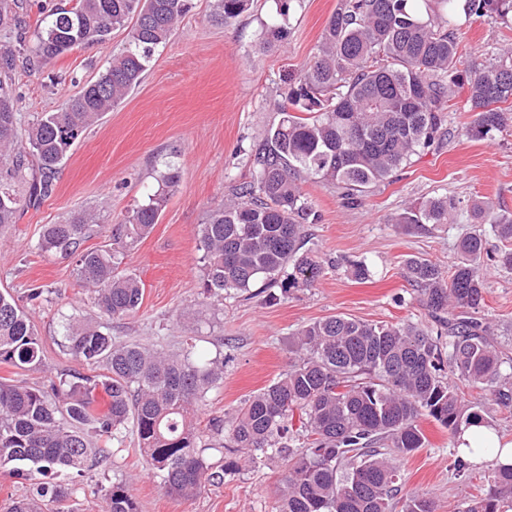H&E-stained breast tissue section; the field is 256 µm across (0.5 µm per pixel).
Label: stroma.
Returning a JSON list of instances; mask_svg holds the SVG:
<instances>
[{
	"label": "stroma",
	"mask_w": 512,
	"mask_h": 512,
	"mask_svg": "<svg viewBox=\"0 0 512 512\" xmlns=\"http://www.w3.org/2000/svg\"><path fill=\"white\" fill-rule=\"evenodd\" d=\"M339 0H291L279 16L275 0H254L231 23L214 18L215 0H191L192 8L170 41L158 48L140 85L74 146L61 165L52 194L25 209L17 223L0 229V292L23 296L32 285L48 286L42 303L26 311L42 341V363L21 369L0 363V381L39 384L47 378L80 372V363L62 346L66 318L96 317L90 294L81 288L75 259L44 252L45 225L74 211L92 208L99 225L86 239L89 248L109 244L111 231L128 211L147 203L167 167L179 181L157 224L134 247L122 249L119 270L140 279L144 294L139 312L107 326L120 342L154 345L181 353L186 343L207 355L223 352L224 380L212 388L196 415L204 431L203 455L218 478L197 497L169 496L154 477L133 437L113 442L103 466L55 483L72 490L74 512H92L115 481L129 483L138 512H276L277 491L287 463L275 457L251 463L234 449L221 447L212 422L226 419L254 393L276 380L291 358L288 339L302 326L332 315L373 323L412 321L436 329L403 274L407 256L417 255L451 269L456 244L470 224L444 226L418 235L395 225L408 204L435 195L452 198L459 212L486 197L512 211V107L502 130L483 139L468 137L476 115L456 98L448 114L446 138L384 183L361 206H346L338 188L303 182L319 219L309 225L310 245L329 259L323 277L310 288H295L273 300L255 287L224 300L203 295L199 229L208 210L231 184L251 180L250 150L281 118L275 105L290 76L315 55ZM286 35L266 40L271 25ZM461 66L484 64L492 52L512 46V26L457 14ZM129 40L128 28L114 29L107 44H90L38 68L19 66L13 90L22 126L59 109L102 74L113 53ZM365 262L369 281L350 275L353 262ZM487 293L479 316L512 359V269L485 262ZM420 425L427 444L401 461L403 494L430 499L434 512H458L487 487V464L458 476L448 432L430 419Z\"/></svg>",
	"instance_id": "1"
}]
</instances>
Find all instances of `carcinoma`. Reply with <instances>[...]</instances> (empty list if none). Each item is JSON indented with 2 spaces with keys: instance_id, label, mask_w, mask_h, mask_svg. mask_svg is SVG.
Returning a JSON list of instances; mask_svg holds the SVG:
<instances>
[{
  "instance_id": "carcinoma-1",
  "label": "carcinoma",
  "mask_w": 512,
  "mask_h": 512,
  "mask_svg": "<svg viewBox=\"0 0 512 512\" xmlns=\"http://www.w3.org/2000/svg\"><path fill=\"white\" fill-rule=\"evenodd\" d=\"M24 0H0V31L17 44H0V227L16 223L21 207L53 190L60 165L79 138L137 86L156 49L166 44L189 9L188 0H59L37 21L32 60L46 65L89 42L103 43L111 30L134 21L127 47L112 54L105 73L45 112L20 140L12 80L18 47L25 46ZM229 23L250 0H217ZM466 15L505 19L512 0H464ZM458 42L449 20L430 0H340L313 60L288 78L276 109L282 118L250 154L252 180L232 185L199 230L201 288L209 296L244 294L256 285L311 287L325 262L307 247L305 225L318 215L302 191L313 180L341 189L349 205L432 148L447 133V110L462 90L477 113L467 130L485 138L504 127L500 104L512 102V49L476 70L458 68ZM39 177L26 180L29 163ZM178 173L160 174L149 202L132 209L113 228L125 248L146 237L166 206ZM455 203L446 196L413 202L395 218L406 230L430 235L451 223ZM470 223L487 224L509 247L498 262L512 269V213L478 199ZM97 214L85 209L62 224L45 225L40 248L76 256L77 279L90 290L101 315H134L143 288L118 272L115 253L83 249ZM459 260L446 271L411 256L406 277L419 302L441 324L447 341L419 324H378L331 316L302 326L291 337L288 369L260 389L227 422L213 423L229 447L255 463L288 459L277 512H395L402 476L396 460L425 447L419 425L426 416L448 429L456 444L465 427L486 423L482 405L464 406L459 385L480 389L512 407V375L488 327L472 313L485 302V233L457 242ZM64 347L88 373L59 377L47 386L0 382V467L30 481L10 512H46L70 489L33 481L66 469L80 476L105 462L106 448L90 437L137 439L153 475L166 492L193 498L213 479L200 448L203 434L193 417L208 392L224 380V354L196 357L193 346L174 356L140 343H121L97 321L65 323ZM42 341L24 307L0 293V362L40 365ZM304 439L295 454L290 442ZM512 499V464L493 458L488 489L460 512H503ZM99 512H137L124 482L112 484Z\"/></svg>"
}]
</instances>
